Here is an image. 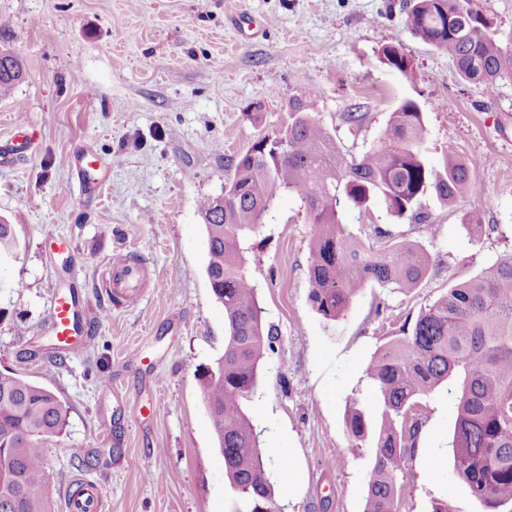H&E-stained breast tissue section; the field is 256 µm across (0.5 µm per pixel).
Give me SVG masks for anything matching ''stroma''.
Returning <instances> with one entry per match:
<instances>
[{"mask_svg": "<svg viewBox=\"0 0 512 512\" xmlns=\"http://www.w3.org/2000/svg\"><path fill=\"white\" fill-rule=\"evenodd\" d=\"M398 47L417 77L380 63ZM27 75L0 96V147L16 123L32 153L0 163V217L16 253L0 262V371L46 387L68 425L46 445L58 502L76 479L101 486L105 512H237L224 477L200 380L224 351V309L206 275L202 199L222 194L230 161L287 117L289 96L314 92L315 116L359 155L376 146L407 99L424 116V149L454 146L478 191L455 208L428 200L430 224L348 214L420 243L436 271L411 293L368 287L344 318L323 319L309 300L314 233L297 202L281 197L248 239L250 274L278 336L266 351L247 410L268 449L282 512H363L372 462L355 446L351 399L378 408L364 368L406 317L512 252V81L495 95L465 81L453 61L415 37L404 0H0V49ZM366 104L361 127L344 120ZM106 166L104 190L81 191L78 159ZM497 230L480 240L463 214ZM62 238L63 260L50 244ZM133 251L146 269L141 297L112 303L106 261ZM78 291L83 344L60 352L50 322L57 290ZM456 383L423 398L419 449L398 476L396 512H483L458 479L448 449ZM91 456L78 470L76 458Z\"/></svg>", "mask_w": 512, "mask_h": 512, "instance_id": "35a3bbf8", "label": "stroma"}]
</instances>
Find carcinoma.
Listing matches in <instances>:
<instances>
[{
    "label": "carcinoma",
    "instance_id": "cac0c4a2",
    "mask_svg": "<svg viewBox=\"0 0 512 512\" xmlns=\"http://www.w3.org/2000/svg\"><path fill=\"white\" fill-rule=\"evenodd\" d=\"M412 34L448 54L460 76L495 93L512 81V38L487 27L474 0H407ZM380 62L408 80L416 73L395 46ZM26 77L22 59L0 50V94ZM315 95L288 98V122L236 159L224 185V204L207 197L200 211L207 230L206 273L224 306V354L201 376L224 471L239 496L240 512H280L259 435L245 404L260 364L275 339L266 326L249 275L245 242L259 232L273 201L295 196L315 227L309 246V300L324 319L337 321L369 285L410 292L435 271L420 244L379 226L368 239L346 232L349 211L362 217L382 206L396 219L430 221L423 200L444 206L476 191L473 171L452 147L431 165L422 150L423 112L413 100L392 113L381 145L360 155L344 150L336 135L313 116ZM463 227L478 240L494 226L466 216ZM16 247L12 225L0 219V254ZM379 409L371 418L358 401L349 404L346 427L356 444L371 443L363 512H395L397 477L414 453L421 399L450 380L458 382L450 451L457 477L485 509L512 505V254L476 277L456 284L404 321L365 368ZM67 410L47 388L0 373V512H54L46 488L45 448L62 435Z\"/></svg>",
    "mask_w": 512,
    "mask_h": 512
}]
</instances>
